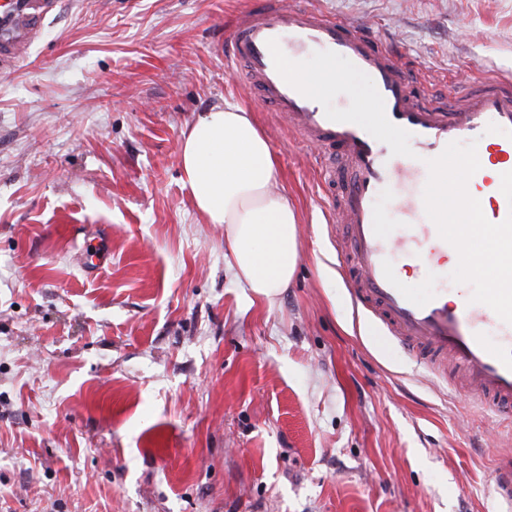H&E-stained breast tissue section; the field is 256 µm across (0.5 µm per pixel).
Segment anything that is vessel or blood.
<instances>
[{"label": "vessel or blood", "instance_id": "b4317fda", "mask_svg": "<svg viewBox=\"0 0 512 512\" xmlns=\"http://www.w3.org/2000/svg\"><path fill=\"white\" fill-rule=\"evenodd\" d=\"M62 0H0V66L26 56L44 20ZM227 54L250 86L290 131L315 146L320 176L339 190L332 206L355 263L345 267L353 303L412 356L462 372L468 392L512 411V277L496 275L481 293L444 288L418 294L395 265L402 257L416 278L441 257L475 261L483 236L512 252V82H483L464 102L446 109L412 93L398 56L366 28L328 18L296 0H266L234 22ZM341 59L366 73L374 96L373 122L354 121L297 73L310 57ZM468 152L448 182L434 191L464 213L488 202L486 225L455 240L417 192L423 160L443 161L452 145ZM398 188L397 228L385 233L377 207ZM498 499L512 512V465L496 473Z\"/></svg>", "mask_w": 512, "mask_h": 512}]
</instances>
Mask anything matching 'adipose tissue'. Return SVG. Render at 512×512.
<instances>
[{
  "instance_id": "obj_1",
  "label": "adipose tissue",
  "mask_w": 512,
  "mask_h": 512,
  "mask_svg": "<svg viewBox=\"0 0 512 512\" xmlns=\"http://www.w3.org/2000/svg\"><path fill=\"white\" fill-rule=\"evenodd\" d=\"M182 182L196 209L224 227L238 283L273 300L293 280L299 217L271 147L247 109L234 102L199 116L179 146Z\"/></svg>"
}]
</instances>
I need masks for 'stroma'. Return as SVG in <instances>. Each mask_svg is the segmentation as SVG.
<instances>
[{"label": "stroma", "instance_id": "35a3bbf8", "mask_svg": "<svg viewBox=\"0 0 512 512\" xmlns=\"http://www.w3.org/2000/svg\"><path fill=\"white\" fill-rule=\"evenodd\" d=\"M261 2L63 0L0 69V512H503L512 418L355 317L315 154L226 59ZM304 2L371 27L415 94L512 78V0ZM324 68L356 105L368 76L304 65ZM227 100L298 205L271 302L181 181L184 129ZM485 281L439 267L417 289ZM496 486L498 499L502 505H505L507 511L512 508V465L505 462L496 473Z\"/></svg>", "mask_w": 512, "mask_h": 512}]
</instances>
